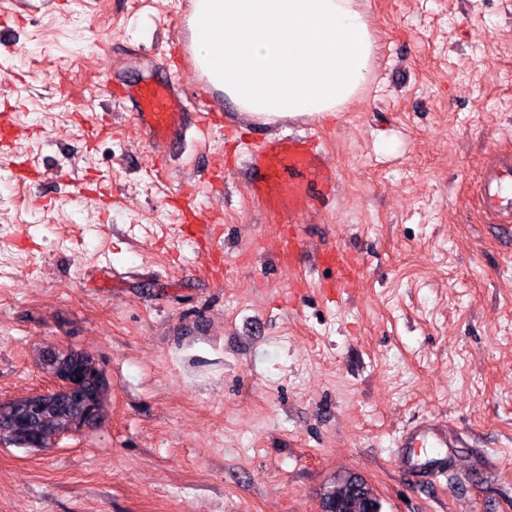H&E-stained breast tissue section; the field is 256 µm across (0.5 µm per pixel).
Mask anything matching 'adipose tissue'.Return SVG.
<instances>
[{"instance_id": "1", "label": "adipose tissue", "mask_w": 512, "mask_h": 512, "mask_svg": "<svg viewBox=\"0 0 512 512\" xmlns=\"http://www.w3.org/2000/svg\"><path fill=\"white\" fill-rule=\"evenodd\" d=\"M189 23L201 73L253 124L344 111L376 61L364 0H192Z\"/></svg>"}]
</instances>
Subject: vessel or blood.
I'll list each match as a JSON object with an SVG mask.
<instances>
[{"label": "vessel or blood", "instance_id": "b4317fda", "mask_svg": "<svg viewBox=\"0 0 512 512\" xmlns=\"http://www.w3.org/2000/svg\"><path fill=\"white\" fill-rule=\"evenodd\" d=\"M206 90L188 92L168 76L125 84L120 103L132 106L137 127L149 140L169 142L166 160L179 163L198 136L213 121L206 112ZM322 143L315 132L303 130L287 136L266 135L248 145L245 184L250 195L272 214L296 217L326 209L336 194V173L323 166ZM482 206L491 223L512 237V155L497 156L485 169L478 186ZM323 262L336 273L335 287H343L352 268L351 256L341 248L327 252ZM448 445V432L428 421L400 435L397 446L402 462L418 466L431 480L446 472V457L425 458L429 448Z\"/></svg>", "mask_w": 512, "mask_h": 512}]
</instances>
